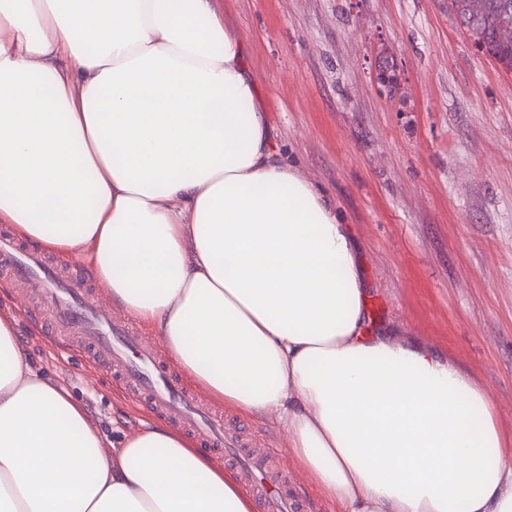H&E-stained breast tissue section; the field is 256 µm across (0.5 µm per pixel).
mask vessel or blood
Returning a JSON list of instances; mask_svg holds the SVG:
<instances>
[{
	"instance_id": "obj_1",
	"label": "vessel or blood",
	"mask_w": 512,
	"mask_h": 512,
	"mask_svg": "<svg viewBox=\"0 0 512 512\" xmlns=\"http://www.w3.org/2000/svg\"><path fill=\"white\" fill-rule=\"evenodd\" d=\"M0 271L37 295L38 313L47 334L75 337L94 364L109 367L123 390L158 417L177 422L205 445L223 449L242 484L251 488L262 512H300L301 502L288 493L286 474H268L277 449L246 438L222 412L173 375L162 352L127 317L91 299L68 267L29 249L8 230L0 231Z\"/></svg>"
}]
</instances>
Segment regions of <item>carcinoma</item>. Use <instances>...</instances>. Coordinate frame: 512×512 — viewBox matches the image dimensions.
I'll return each instance as SVG.
<instances>
[{
	"label": "carcinoma",
	"instance_id": "cac0c4a2",
	"mask_svg": "<svg viewBox=\"0 0 512 512\" xmlns=\"http://www.w3.org/2000/svg\"><path fill=\"white\" fill-rule=\"evenodd\" d=\"M448 9L476 47L512 75V41L498 37L500 30L512 29V0H448Z\"/></svg>",
	"mask_w": 512,
	"mask_h": 512
}]
</instances>
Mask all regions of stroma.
<instances>
[{
    "label": "stroma",
    "mask_w": 512,
    "mask_h": 512,
    "mask_svg": "<svg viewBox=\"0 0 512 512\" xmlns=\"http://www.w3.org/2000/svg\"><path fill=\"white\" fill-rule=\"evenodd\" d=\"M284 156L336 203L365 268L373 329L474 371L512 435V75L474 46L448 0H220ZM397 88L377 82L381 60ZM33 364L109 441L153 415L85 353L47 335L36 302L0 272ZM307 512H332L275 423Z\"/></svg>",
    "instance_id": "35a3bbf8"
}]
</instances>
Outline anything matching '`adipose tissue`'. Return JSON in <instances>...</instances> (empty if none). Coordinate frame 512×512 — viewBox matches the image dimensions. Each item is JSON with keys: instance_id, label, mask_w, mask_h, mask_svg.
<instances>
[{"instance_id": "adipose-tissue-1", "label": "adipose tissue", "mask_w": 512, "mask_h": 512, "mask_svg": "<svg viewBox=\"0 0 512 512\" xmlns=\"http://www.w3.org/2000/svg\"><path fill=\"white\" fill-rule=\"evenodd\" d=\"M218 0H0V223L86 261L340 512H512L489 389L372 333L349 224L283 159ZM163 423L105 449L0 312V512H253Z\"/></svg>"}]
</instances>
